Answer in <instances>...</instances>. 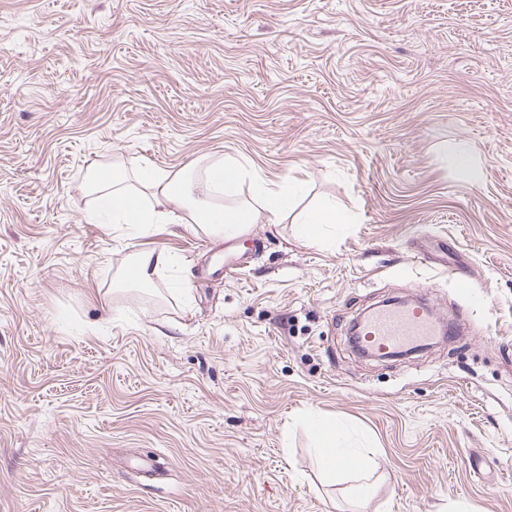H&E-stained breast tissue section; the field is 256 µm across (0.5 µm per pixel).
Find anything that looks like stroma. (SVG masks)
<instances>
[{
  "label": "stroma",
  "instance_id": "stroma-1",
  "mask_svg": "<svg viewBox=\"0 0 512 512\" xmlns=\"http://www.w3.org/2000/svg\"><path fill=\"white\" fill-rule=\"evenodd\" d=\"M202 156L299 183L288 217L108 229L93 168ZM390 296L461 334L359 356ZM0 512H512V0H0ZM347 215L336 209V204L330 200L324 201L319 209L301 223L300 234L303 238L309 239L316 235L319 224H347ZM178 265L176 256L166 250H147L131 255L124 271L119 276L120 284L147 287L163 269H174Z\"/></svg>",
  "mask_w": 512,
  "mask_h": 512
}]
</instances>
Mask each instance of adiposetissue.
<instances>
[{
    "label": "adipose tissue",
    "mask_w": 512,
    "mask_h": 512,
    "mask_svg": "<svg viewBox=\"0 0 512 512\" xmlns=\"http://www.w3.org/2000/svg\"><path fill=\"white\" fill-rule=\"evenodd\" d=\"M205 196L192 189L193 168L177 171L153 166L126 170L113 166L96 175L91 189L112 213V227L141 235L154 225L168 224L186 231L234 236L255 223L257 214L251 204L232 207L218 204L225 190L242 180L247 171L236 159L226 158L206 164ZM176 256L166 250H147L129 257L119 276L121 284L147 287L161 270L176 268Z\"/></svg>",
    "instance_id": "adipose-tissue-1"
}]
</instances>
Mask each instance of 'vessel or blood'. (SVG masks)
Returning a JSON list of instances; mask_svg holds the SVG:
<instances>
[{
    "instance_id": "b4317fda",
    "label": "vessel or blood",
    "mask_w": 512,
    "mask_h": 512,
    "mask_svg": "<svg viewBox=\"0 0 512 512\" xmlns=\"http://www.w3.org/2000/svg\"><path fill=\"white\" fill-rule=\"evenodd\" d=\"M357 327L360 347L377 356L423 346L440 332L425 305L408 303L376 307L358 320Z\"/></svg>"
}]
</instances>
